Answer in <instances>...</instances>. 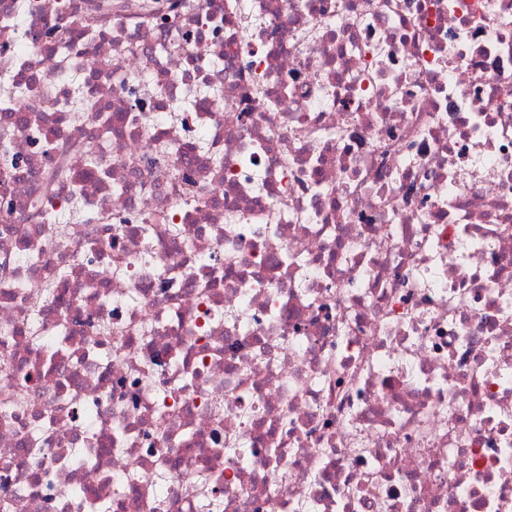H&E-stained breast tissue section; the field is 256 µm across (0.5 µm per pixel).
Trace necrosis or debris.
<instances>
[{
  "label": "necrosis or debris",
  "mask_w": 512,
  "mask_h": 512,
  "mask_svg": "<svg viewBox=\"0 0 512 512\" xmlns=\"http://www.w3.org/2000/svg\"><path fill=\"white\" fill-rule=\"evenodd\" d=\"M208 503L512 512V0H0V512Z\"/></svg>",
  "instance_id": "obj_1"
}]
</instances>
